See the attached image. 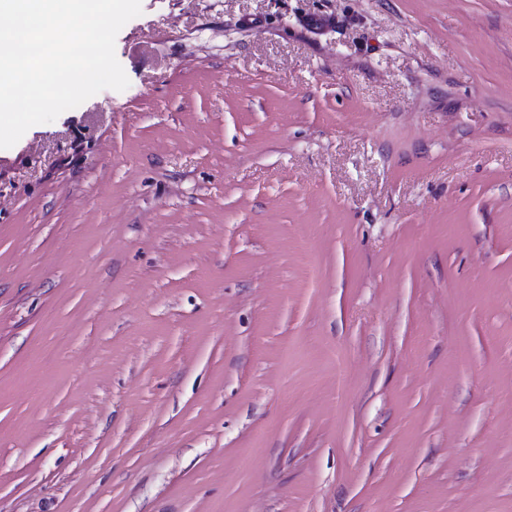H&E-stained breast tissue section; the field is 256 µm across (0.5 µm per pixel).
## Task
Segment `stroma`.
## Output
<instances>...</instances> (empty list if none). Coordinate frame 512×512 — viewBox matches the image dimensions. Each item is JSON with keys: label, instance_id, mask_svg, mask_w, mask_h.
Masks as SVG:
<instances>
[{"label": "stroma", "instance_id": "obj_1", "mask_svg": "<svg viewBox=\"0 0 512 512\" xmlns=\"http://www.w3.org/2000/svg\"><path fill=\"white\" fill-rule=\"evenodd\" d=\"M0 149V512H512V0H141Z\"/></svg>", "mask_w": 512, "mask_h": 512}]
</instances>
